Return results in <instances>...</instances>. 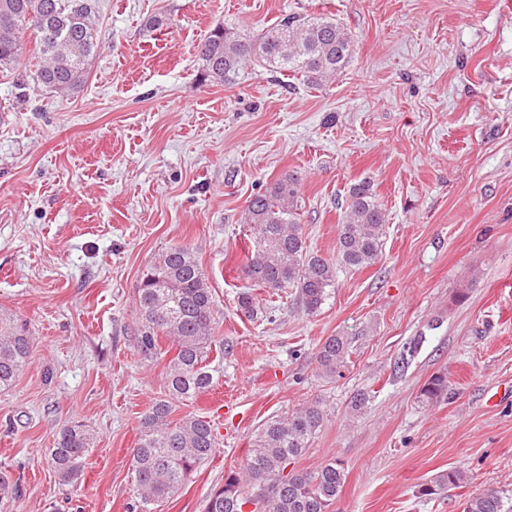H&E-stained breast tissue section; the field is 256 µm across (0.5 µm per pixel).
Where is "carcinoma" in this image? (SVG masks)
Instances as JSON below:
<instances>
[{
  "instance_id": "cac0c4a2",
  "label": "carcinoma",
  "mask_w": 512,
  "mask_h": 512,
  "mask_svg": "<svg viewBox=\"0 0 512 512\" xmlns=\"http://www.w3.org/2000/svg\"><path fill=\"white\" fill-rule=\"evenodd\" d=\"M96 0H0V72L18 63L22 35L32 23L38 56L34 58L40 85L59 93L85 83L87 64L97 48ZM204 70L214 81L258 62L269 71L288 73L311 86H322L340 75L355 52V40L344 26L324 16L284 15L255 39L218 27L201 41ZM298 179L285 176L247 201L243 223L252 242L251 254L239 266L240 278L269 296L287 288L298 290L304 311H319L336 284L337 267L363 269L381 254L386 237L382 204L371 182L350 185L347 208L339 225L336 260L308 251L299 222ZM237 306L254 319L260 303L248 291ZM139 325L134 332L137 353L146 360L166 356L159 345L166 339L175 350L164 366V395L140 420V433L131 448L132 512H155V505L172 498L194 471L218 451L217 437L206 417L189 413L172 419L174 407L191 405L215 383L224 358V343L214 339L216 305L209 278L196 256L177 245L158 255L138 287ZM351 341L327 337L316 352V369L334 379L347 363ZM34 341L11 322L0 319V389L11 387L31 363ZM421 396L437 402L448 396V378L431 377ZM323 410L304 405L263 423L249 454L224 471L213 487L204 512H332L347 479L343 463L329 460L312 471L292 468L322 426ZM95 437L79 424L62 428L48 449V466L65 483L77 481ZM467 482V473L454 467L421 484L423 496H438ZM464 512H512L492 487L468 497Z\"/></svg>"
}]
</instances>
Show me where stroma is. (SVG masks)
Listing matches in <instances>:
<instances>
[{
    "label": "stroma",
    "mask_w": 512,
    "mask_h": 512,
    "mask_svg": "<svg viewBox=\"0 0 512 512\" xmlns=\"http://www.w3.org/2000/svg\"><path fill=\"white\" fill-rule=\"evenodd\" d=\"M100 51L63 96L32 67L0 74V318L35 338L0 391V512H129L130 450L164 391L136 352L137 287L158 254L190 247L216 304L224 361L193 407L220 451L156 512H203L267 419L315 403L324 421L295 463L341 461L339 512H463L470 490L512 502V0H97ZM324 13L358 43L343 74L311 87L248 64L205 79L197 44L216 27L258 35L282 15ZM163 18L160 28L152 18ZM299 180L310 250L335 257L351 183L387 215L378 262L338 268L315 314L295 289H254L237 267L250 196ZM351 341L339 377L315 353ZM408 368L395 365L410 342ZM448 377L447 399L420 397ZM359 392L370 401L350 413ZM78 422L96 437L81 479L47 453ZM465 468L469 487H419Z\"/></svg>",
    "instance_id": "obj_1"
}]
</instances>
